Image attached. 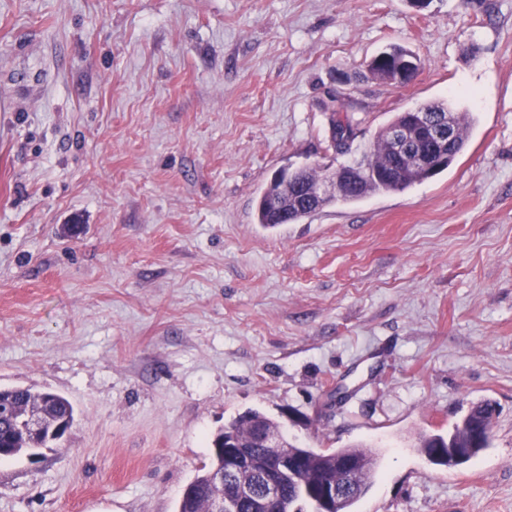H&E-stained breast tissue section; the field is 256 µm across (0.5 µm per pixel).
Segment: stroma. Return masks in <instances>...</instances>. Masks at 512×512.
<instances>
[{
    "label": "stroma",
    "mask_w": 512,
    "mask_h": 512,
    "mask_svg": "<svg viewBox=\"0 0 512 512\" xmlns=\"http://www.w3.org/2000/svg\"><path fill=\"white\" fill-rule=\"evenodd\" d=\"M392 45L420 60L408 84L366 71ZM436 100L472 119L447 170L257 224L276 172L351 162ZM14 387L75 421L38 462L0 459V512H177L248 409L301 445L377 447L354 512H512V0H0ZM483 400L489 447L430 462L420 436Z\"/></svg>",
    "instance_id": "obj_1"
}]
</instances>
